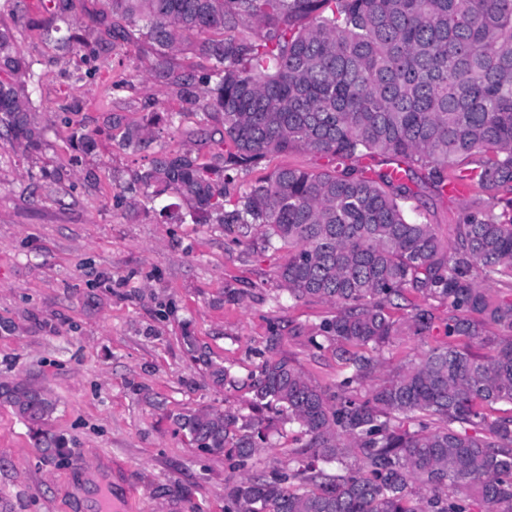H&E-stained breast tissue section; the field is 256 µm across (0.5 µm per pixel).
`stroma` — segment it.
Wrapping results in <instances>:
<instances>
[{"label":"stroma","instance_id":"stroma-1","mask_svg":"<svg viewBox=\"0 0 512 512\" xmlns=\"http://www.w3.org/2000/svg\"><path fill=\"white\" fill-rule=\"evenodd\" d=\"M38 0H0V25L37 60L41 152L0 135V380L27 379L57 402L49 422L69 453L44 459L26 423L0 405V512H224V487L287 470L304 445L295 426L252 406V383L269 345L314 383L335 389L345 375L332 348H313V327L336 313L294 300L276 268L288 252L265 249L255 231L193 218L189 202L135 182L161 151L184 148L220 163V123L184 109L176 86L157 82L151 55L100 49L95 73L83 54L45 42ZM84 72L75 80L74 72ZM180 112L178 130L164 119ZM123 127L141 149L123 146ZM95 146L77 148L74 132ZM329 168L299 149L235 170L243 189L276 168ZM411 207L443 240L464 201L416 181ZM399 336L380 355L379 378L444 343ZM228 375L216 381L212 371ZM214 410L266 424L247 465L202 453L173 422Z\"/></svg>","mask_w":512,"mask_h":512}]
</instances>
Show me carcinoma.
<instances>
[{"label":"carcinoma","instance_id":"carcinoma-1","mask_svg":"<svg viewBox=\"0 0 512 512\" xmlns=\"http://www.w3.org/2000/svg\"><path fill=\"white\" fill-rule=\"evenodd\" d=\"M39 2L37 26L63 49L94 60L110 38L153 55L157 80L220 118L230 165L293 149L334 163L278 168L234 201L231 176L188 151H163L139 176L217 224L258 227L266 248L288 249L277 269L288 295L336 306L310 341L325 338L349 375L329 392L290 359H266L254 406L275 409L307 442L288 472L227 484L224 512H512V301L490 288H512V0H103L63 36L80 0ZM241 27L255 38L234 35ZM187 50L209 61L199 78L174 63ZM0 73V125L37 150L33 63L7 27ZM376 156L394 168L350 164ZM418 170L443 196L454 179L475 190L451 242L406 213ZM407 291L448 303V343L362 396L393 337L435 327L427 305L391 317ZM490 325L509 335L486 354L456 344ZM0 403L29 424L45 459L66 455L47 428L56 401L43 387L1 381ZM174 422L240 466L266 439L231 414Z\"/></svg>","mask_w":512,"mask_h":512}]
</instances>
